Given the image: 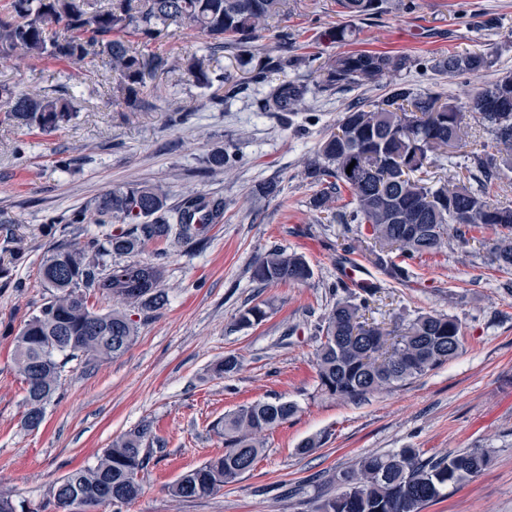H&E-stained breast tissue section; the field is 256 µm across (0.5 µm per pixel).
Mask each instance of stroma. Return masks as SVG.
Segmentation results:
<instances>
[{"label":"stroma","mask_w":512,"mask_h":512,"mask_svg":"<svg viewBox=\"0 0 512 512\" xmlns=\"http://www.w3.org/2000/svg\"><path fill=\"white\" fill-rule=\"evenodd\" d=\"M342 25L351 31L347 41L323 38L324 30ZM355 50L408 55L411 67L395 79L462 103L475 87L512 71V0H387L382 13L359 18L342 13L336 0H288L268 30L217 56L220 67L245 81L243 92L216 106L173 74L154 108L131 117L105 106L113 75L103 67L85 73L54 61L0 60L1 84L41 94L68 86L79 114L50 135L0 122V240L12 236L26 245L18 261L0 249V267L11 270L10 280L0 279V491L40 503L57 479L146 424L153 451L141 474L143 491L127 512H314L329 472L402 448L429 456L485 448L493 455L488 471L448 489L425 512H512V270L492 265L486 249L449 242L442 254L415 265L406 282L389 279L363 252L352 254L380 288L375 320L453 314L463 346L442 367L363 400L319 392L316 326L345 294L336 245L360 242L367 231L311 209L317 188L302 172L345 112L383 96L392 82L320 89L315 61ZM474 50L492 54L495 66L476 76L432 68L437 58ZM269 55L288 57L289 65L259 82L251 67L237 64L243 57L257 66ZM285 82L304 87L301 101L290 112L266 111L270 91ZM180 112L189 113L187 123L176 124ZM17 144L23 156L13 154ZM217 148L237 154L235 169L200 173L202 158ZM61 159L68 168L58 167ZM144 181L163 184L173 205L189 190L223 197L224 221L198 245L146 242L140 258L163 266L167 305L133 312L138 333L123 354L70 362L42 425L27 430L12 333L44 298L43 255L55 242L106 233L100 224H65L72 209L108 187ZM268 183L276 192L256 196V187ZM275 246L302 254L311 278L270 286L253 280L255 261ZM258 303L266 318L238 326L239 315ZM230 355L241 368L213 376L211 365ZM279 397L299 411L265 433V451L243 479L196 500L170 496L182 472L222 453L216 420ZM313 436L321 446L300 453Z\"/></svg>","instance_id":"stroma-1"}]
</instances>
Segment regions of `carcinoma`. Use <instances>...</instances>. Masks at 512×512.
Segmentation results:
<instances>
[{
    "label": "carcinoma",
    "mask_w": 512,
    "mask_h": 512,
    "mask_svg": "<svg viewBox=\"0 0 512 512\" xmlns=\"http://www.w3.org/2000/svg\"><path fill=\"white\" fill-rule=\"evenodd\" d=\"M385 0H338L351 16L382 12ZM284 0H7L0 8V59L100 64L116 75L107 104L131 114L154 106L158 80L180 72L193 85L212 92L210 101L238 94L236 75L212 65L224 42L242 45L284 11ZM188 25L209 37V54L164 55L151 46L173 36L172 27ZM136 38L133 47L130 38ZM288 58L266 56L254 78L285 67ZM411 65L407 56L375 51L349 52L320 68L319 86L341 88L376 83ZM495 66L481 51L450 55L434 62L448 75L477 74ZM303 95L291 84L269 94L272 107L286 112ZM0 121L52 134L77 119L72 98L16 93L0 84ZM486 126L496 152H472L468 158L480 173V189L448 181L437 187L421 177L427 168L453 157L466 146L470 119ZM207 170L233 166L219 149L207 155ZM351 173H346V169ZM512 173V73L484 84L460 104L413 85L395 82L381 99L354 108L320 143L304 169V177L320 186L310 200L321 213L333 209L336 194L345 191L351 208L343 224H364L370 235L369 260L394 280L413 276L412 266L443 252L448 237L483 244L474 236L491 227L497 236L488 244L491 263L512 269V206H502L489 186ZM164 186L147 182L107 188L73 210L68 224L115 221L130 228L91 237L82 245L59 243L44 255L39 275L46 296L14 338V364L27 385L22 425L36 430L45 417L67 363L81 358L99 362L125 352L137 326L131 310L157 311L168 303L162 266L141 260L110 264L108 258L138 253L145 242L164 239L172 246L197 242L212 224L224 221V198L193 191L168 205ZM312 269L303 256L280 248L268 250L253 266V279L264 284L303 283ZM371 286L334 303L318 327L320 344L315 366L321 394L357 401L387 387H401L455 358L462 349V325L451 314L421 313L408 322L394 342H382L381 324L366 314L378 301ZM110 298L117 306L106 312L93 300ZM267 311L255 304L239 317L250 327ZM358 334H353V331ZM240 360L228 356L212 367L218 377L236 372ZM299 412L288 400L257 401L229 411L212 430L224 438L222 453L182 473L168 487L176 498L210 496L239 481L264 451L262 436ZM150 426L137 427L97 456L89 466L57 480L48 498L32 507L13 492H0V512H69L71 501L124 512L142 493L140 474L149 453L144 448ZM493 463L491 452L472 448L422 458L418 448L365 457L356 467L328 478L336 493L323 495L317 512H422Z\"/></svg>",
    "instance_id": "obj_1"
}]
</instances>
